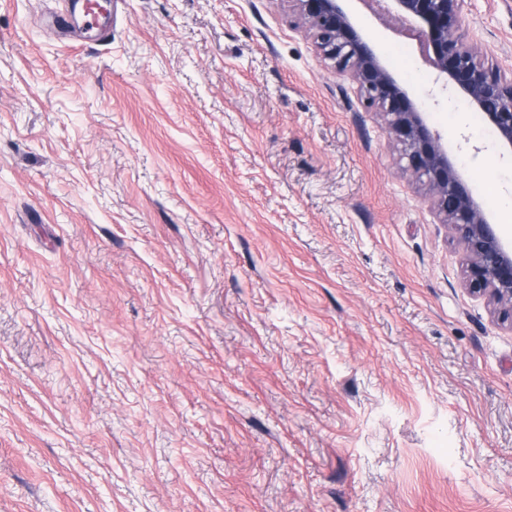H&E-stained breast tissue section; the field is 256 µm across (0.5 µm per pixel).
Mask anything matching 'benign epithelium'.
<instances>
[{
    "label": "benign epithelium",
    "instance_id": "7a95c632",
    "mask_svg": "<svg viewBox=\"0 0 512 512\" xmlns=\"http://www.w3.org/2000/svg\"><path fill=\"white\" fill-rule=\"evenodd\" d=\"M296 27L304 30L321 56L355 86L361 101L382 115L398 147L404 170L423 182L440 223L453 230L466 262L470 293L496 306L512 326V241H504L483 204L473 195L441 136L428 126L413 96L388 68L375 44L347 8L349 0H286ZM464 0H386L387 12L419 36L422 50L443 86L451 85L497 133L512 155V75L479 59L471 39L459 33Z\"/></svg>",
    "mask_w": 512,
    "mask_h": 512
}]
</instances>
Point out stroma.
Returning <instances> with one entry per match:
<instances>
[{"label": "stroma", "mask_w": 512, "mask_h": 512, "mask_svg": "<svg viewBox=\"0 0 512 512\" xmlns=\"http://www.w3.org/2000/svg\"><path fill=\"white\" fill-rule=\"evenodd\" d=\"M0 0V512H512V329L286 0ZM349 10L505 236L512 157ZM461 30L512 69V0ZM66 13L56 16L57 22H66L67 16L76 20V8L79 6L80 16L86 27L93 28V25H98L101 15L107 11L106 6L112 3V0L107 1L105 6L100 5L96 1L87 0H65Z\"/></svg>", "instance_id": "stroma-1"}]
</instances>
